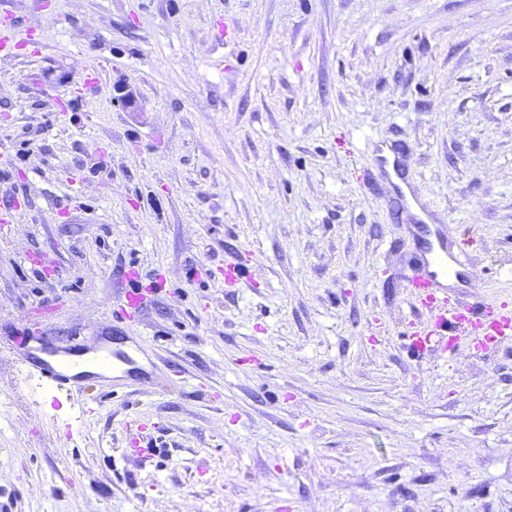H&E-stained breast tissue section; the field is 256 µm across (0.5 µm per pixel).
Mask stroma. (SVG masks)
I'll return each instance as SVG.
<instances>
[{
  "instance_id": "1",
  "label": "stroma",
  "mask_w": 512,
  "mask_h": 512,
  "mask_svg": "<svg viewBox=\"0 0 512 512\" xmlns=\"http://www.w3.org/2000/svg\"><path fill=\"white\" fill-rule=\"evenodd\" d=\"M1 15L0 512H512V341L409 352L414 231L364 181L404 144L470 299L512 301V0ZM131 265L168 286L120 321ZM115 336L155 388H52L14 353Z\"/></svg>"
}]
</instances>
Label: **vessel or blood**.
<instances>
[{
  "label": "vessel or blood",
  "instance_id": "1",
  "mask_svg": "<svg viewBox=\"0 0 512 512\" xmlns=\"http://www.w3.org/2000/svg\"><path fill=\"white\" fill-rule=\"evenodd\" d=\"M372 174L387 181L386 202L394 214L413 213L418 260L409 277L411 297L428 317L405 332L414 354L436 353L448 360L460 340H468L472 350L488 353L499 343L512 341V304L506 302H466L467 261L445 224L439 223L429 205L416 193L403 164L402 153L394 147H379L373 158ZM17 355L51 386H81L95 381L109 389L122 384L135 390L151 388L152 374L141 364L139 347H100L90 350L88 370H81L73 352L44 345L19 343Z\"/></svg>",
  "mask_w": 512,
  "mask_h": 512
}]
</instances>
